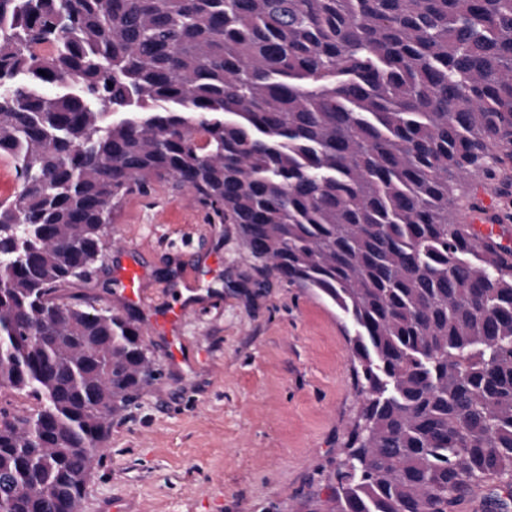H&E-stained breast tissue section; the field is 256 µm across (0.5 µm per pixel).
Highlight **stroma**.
<instances>
[{
  "label": "stroma",
  "instance_id": "1",
  "mask_svg": "<svg viewBox=\"0 0 512 512\" xmlns=\"http://www.w3.org/2000/svg\"><path fill=\"white\" fill-rule=\"evenodd\" d=\"M108 232L85 295L141 321L189 287L211 303L172 329L199 352L196 367L176 362L164 337L145 338L161 374L113 422L84 512L115 500L134 512H300L326 499L356 405L337 311L273 279L255 286L235 226L210 223L172 184L128 195ZM128 263L144 274L134 305L116 287Z\"/></svg>",
  "mask_w": 512,
  "mask_h": 512
}]
</instances>
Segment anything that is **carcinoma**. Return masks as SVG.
I'll return each instance as SVG.
<instances>
[{"label": "carcinoma", "mask_w": 512, "mask_h": 512, "mask_svg": "<svg viewBox=\"0 0 512 512\" xmlns=\"http://www.w3.org/2000/svg\"><path fill=\"white\" fill-rule=\"evenodd\" d=\"M45 71L46 75L39 74ZM0 512H84L160 375L87 299L112 209L156 183L351 324L331 507L512 512V0H0Z\"/></svg>", "instance_id": "1"}]
</instances>
